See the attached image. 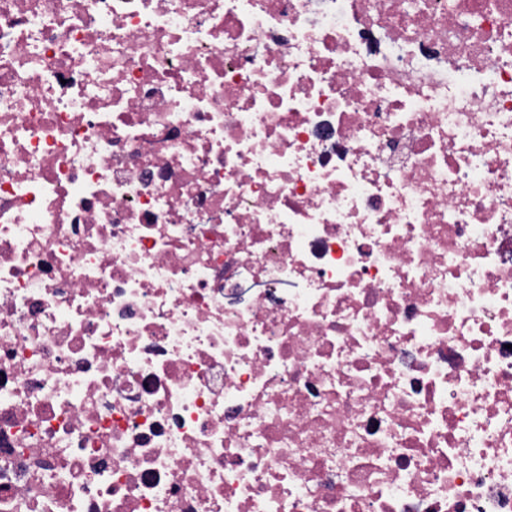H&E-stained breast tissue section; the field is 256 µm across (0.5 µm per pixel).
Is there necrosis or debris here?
Segmentation results:
<instances>
[{
  "label": "necrosis or debris",
  "mask_w": 512,
  "mask_h": 512,
  "mask_svg": "<svg viewBox=\"0 0 512 512\" xmlns=\"http://www.w3.org/2000/svg\"><path fill=\"white\" fill-rule=\"evenodd\" d=\"M0 512H512V0H0Z\"/></svg>",
  "instance_id": "obj_1"
}]
</instances>
